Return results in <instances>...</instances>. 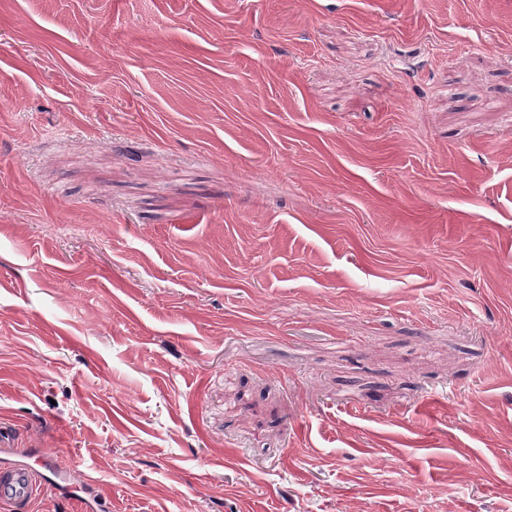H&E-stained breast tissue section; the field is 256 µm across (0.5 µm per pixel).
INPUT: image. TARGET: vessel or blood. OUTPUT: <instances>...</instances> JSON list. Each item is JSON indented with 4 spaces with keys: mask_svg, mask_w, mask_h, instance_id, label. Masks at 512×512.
I'll return each instance as SVG.
<instances>
[{
    "mask_svg": "<svg viewBox=\"0 0 512 512\" xmlns=\"http://www.w3.org/2000/svg\"><path fill=\"white\" fill-rule=\"evenodd\" d=\"M0 453L5 456L4 461L0 462V500L16 507L17 512H24L41 479L63 497L77 490L88 494L95 490L92 479L85 470L79 468L64 478L54 479L56 458L52 451L41 449L32 455L26 449L15 448L13 443L0 437Z\"/></svg>",
    "mask_w": 512,
    "mask_h": 512,
    "instance_id": "vessel-or-blood-1",
    "label": "vessel or blood"
}]
</instances>
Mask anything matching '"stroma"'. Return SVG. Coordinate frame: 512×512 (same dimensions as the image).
Returning a JSON list of instances; mask_svg holds the SVG:
<instances>
[{
  "label": "stroma",
  "mask_w": 512,
  "mask_h": 512,
  "mask_svg": "<svg viewBox=\"0 0 512 512\" xmlns=\"http://www.w3.org/2000/svg\"><path fill=\"white\" fill-rule=\"evenodd\" d=\"M0 422L97 512H512V0H0Z\"/></svg>",
  "instance_id": "35a3bbf8"
}]
</instances>
